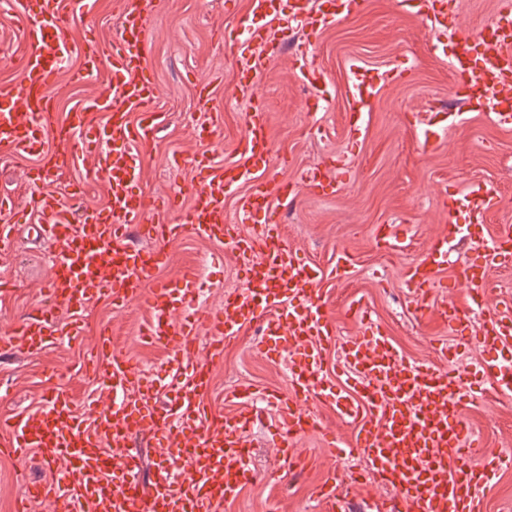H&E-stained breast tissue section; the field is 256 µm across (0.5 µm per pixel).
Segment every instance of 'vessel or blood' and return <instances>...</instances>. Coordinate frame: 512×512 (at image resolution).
Here are the masks:
<instances>
[{"label":"vessel or blood","mask_w":512,"mask_h":512,"mask_svg":"<svg viewBox=\"0 0 512 512\" xmlns=\"http://www.w3.org/2000/svg\"><path fill=\"white\" fill-rule=\"evenodd\" d=\"M431 30L442 32L432 48L448 57L454 82L450 94L458 111H470L474 100L493 95L498 123L512 125V13L492 23L495 36L467 35L449 26L447 0H411ZM364 0H292L293 17L304 18L309 40L360 12ZM154 0H122L121 29L106 52L112 65L116 99L102 94L76 104L68 126L54 118L50 94L64 62L84 59L71 80L80 83L95 70L97 51L71 36L72 19L59 0H18L17 16L27 42L19 85L0 86V148L39 158L29 205L39 218L36 231L58 254L52 265L48 304L37 307L5 340L6 346L30 354L55 340L77 335L80 315L100 297L114 305L145 300L149 318L143 334L149 344L171 349L178 362L179 383L169 406L156 403L157 381L121 353L112 352L110 336L100 348L110 357L98 375L107 399L90 403L91 417L78 415L66 395L55 392L37 411L11 417L0 453L22 457L36 452L45 462L63 466L54 482L32 485V498L51 512H217L257 480L253 444L248 437L252 416L239 413L213 419L204 397L209 372L196 357L199 334L208 336L210 359L224 355V345L240 336L245 324L262 328L261 345L269 355L286 354L288 395H267L282 418L278 444L287 468L296 459L290 449L297 436L315 429L316 420L302 409L307 393L335 402L341 416L356 420V445L367 452L362 478L394 487L395 497L375 500L374 512H482V497L503 462L477 451L463 417V390L469 372L456 347L443 346L445 366L410 363L387 334L369 322L365 336L347 341L343 360L360 397L352 400L326 387L324 355L336 342L316 284L321 272L301 263L270 220L273 202L296 196L298 186L268 176L263 165L272 150L266 110L256 88L267 69L266 46L282 38L284 28L245 25L239 64L231 77L236 92L250 103L247 131L235 162L214 169L208 156L194 161L200 182L190 207L177 197L154 200L138 192L141 155L155 141L160 119L153 108V77L144 64L151 37ZM352 95L370 98L378 79L365 68H350ZM107 112L104 124L88 122L87 113ZM71 142V159L93 156L109 187L102 208L77 206L80 186L59 196L48 185L56 170L46 148L49 138ZM248 186L239 201L240 222L255 224L249 236L227 223L224 204L238 186ZM473 215L483 216L495 204L491 188L477 183L462 194ZM145 227L160 247L145 250L131 244V227ZM224 243L248 273L246 284L224 299L219 309L195 308L199 279L186 269L177 278L155 281L167 262L169 245L186 231ZM457 224H445L433 238L425 264L407 269L416 290V308L432 302V286ZM512 244V227L503 226L462 271L470 306L483 319L472 332L489 354L480 366L495 382L497 394L512 397V316L488 305L486 288L504 246ZM140 437L167 448L150 489L140 483V456L133 442ZM317 496L331 512H342L345 494L335 481L324 482Z\"/></svg>","instance_id":"1"}]
</instances>
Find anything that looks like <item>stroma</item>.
<instances>
[{"mask_svg":"<svg viewBox=\"0 0 512 512\" xmlns=\"http://www.w3.org/2000/svg\"><path fill=\"white\" fill-rule=\"evenodd\" d=\"M118 0H95L91 14L74 19L75 35L106 47L117 34L121 21ZM273 25V18H253L250 0H158L153 16V34L145 52V65L156 82L155 106L164 116L153 149L142 161L140 189L163 199L179 196L190 205L198 177L192 157L209 155L214 167L236 157L235 147L245 134V108L230 82L237 52L232 46L237 29L247 20ZM433 35L402 0H366L356 16L324 31L314 45H306L301 29L288 35V46L273 56L257 94L268 108L269 136L279 153L288 157L273 171L284 181L304 169L322 166L341 156L348 163L344 188L334 194L307 189L296 199L278 206L273 213L289 246L302 261L321 271L320 296L336 329L339 344L362 336V323L349 314L352 302L368 310L409 362L442 365L438 346L460 344L466 364L477 365L484 356L474 342H462L460 332L438 321L434 312L418 313L414 291L404 271L422 263L430 239L447 220L468 225L473 221L462 207L449 210L445 189L465 191L476 182L487 183L496 194L495 206L482 226L495 235L500 226L512 225V126L498 124L486 110L465 113L449 124L445 105L452 82V69L431 49ZM23 33L13 0H0V85L16 84L22 78ZM82 64L71 57L55 90L59 122L68 121L75 103L93 97L110 78V60L100 55L97 73L83 84L70 80V72ZM358 64L380 75L376 92L356 103L349 88V67ZM324 69L327 83L313 91L301 84L300 68ZM407 69L402 80L388 78L391 70ZM210 85L208 99H199L196 85ZM217 125L213 140L200 138V127ZM437 134L430 149H423V131ZM57 156L53 190L66 193L81 184L80 203L100 207L109 201L105 178L94 170L92 157L79 164L69 162L70 146L54 142ZM178 155L180 166L168 159ZM37 158L0 153V196L12 198L14 210L7 220L31 224L35 217L26 202L34 183L30 170ZM379 224H398L406 232L403 248L387 250L375 239ZM170 260L158 277H176L185 266L201 269L203 293L200 307L217 308L226 294L243 287L245 272L223 244L186 234L169 248ZM477 254V244L454 236L434 288L435 298L462 301L464 292L457 277L460 267ZM346 259L349 275L337 280V259ZM0 276L13 289L0 297V336L8 335L26 313L43 304L51 276L50 249L35 236H20L0 248ZM148 318L143 304L119 308L111 299L90 304L83 314V329L71 340L49 346L40 354L18 350L0 353V420L33 412L55 387L68 393L75 409L87 413L91 399L99 397V383L85 370L86 358L95 355L103 328H110L112 347L149 371L161 384L176 373L168 350L146 344L140 331ZM256 327H245L224 348V358L209 364L210 389L205 397L213 417L240 409L234 396L238 386L288 392V360L266 355L257 343ZM464 418L478 448L512 458V399L498 396L487 378L470 381ZM307 407L319 419L320 428L298 438L296 457L305 459L299 472L288 473L277 453L278 417L274 409L262 408L250 431L254 463L259 478L246 486L221 512H319L318 486L336 477L351 481L363 456L356 447L355 423L342 418L335 404L311 399ZM338 451H331V444ZM60 468L45 464L36 453L18 460L0 457V512H14L17 500L27 499L29 512H49L46 502L28 499L31 484L56 480Z\"/></svg>","mask_w":512,"mask_h":512,"instance_id":"35a3bbf8","label":"stroma"}]
</instances>
